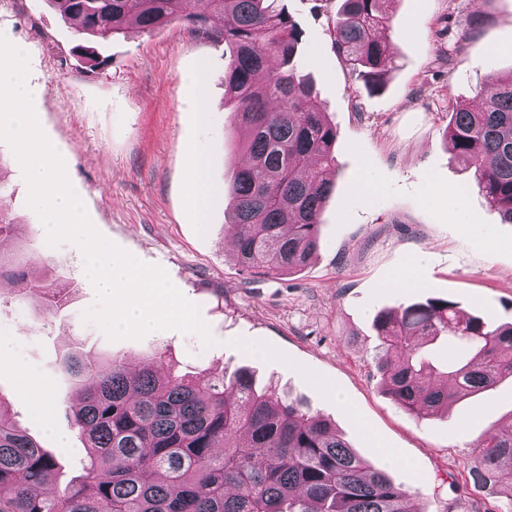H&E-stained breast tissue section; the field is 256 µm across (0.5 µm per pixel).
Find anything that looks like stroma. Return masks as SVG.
<instances>
[{
	"mask_svg": "<svg viewBox=\"0 0 512 512\" xmlns=\"http://www.w3.org/2000/svg\"><path fill=\"white\" fill-rule=\"evenodd\" d=\"M303 32L304 71L335 125L340 175L321 217L314 260L285 276L252 277L233 255L228 185L245 160L232 105L224 99L230 53L223 41L176 21L147 34L131 29L100 46L107 62L89 70L75 33L46 0H0V33L29 55L40 91V125L95 228L137 259L161 266L199 310L211 340L175 330L108 340L84 322L95 289L82 252L46 243L26 205L28 187L0 142L12 187L21 252L32 271L66 277L74 288L62 318L29 302L0 309L9 337L52 402L49 420L32 409L22 380L0 364V406L59 460L61 481L86 452L64 408L74 387L59 361L73 347L90 356L150 358L166 350L184 372L256 371L280 394L328 417L347 442L407 488L414 512H496L467 470L477 443L512 425V379L417 419L379 386L372 366L373 319L429 297L471 314L512 320V224L491 207L473 169L454 160L448 106H478L490 74L512 73V0H396L385 32L394 52L382 92L370 93L332 47L331 23L314 0H283ZM483 23L477 32L473 15ZM206 165L209 194L196 205L194 157ZM368 192H360V185Z\"/></svg>",
	"mask_w": 512,
	"mask_h": 512,
	"instance_id": "35a3bbf8",
	"label": "stroma"
}]
</instances>
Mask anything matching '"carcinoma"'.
Returning a JSON list of instances; mask_svg holds the SVG:
<instances>
[{
  "instance_id": "obj_1",
  "label": "carcinoma",
  "mask_w": 512,
  "mask_h": 512,
  "mask_svg": "<svg viewBox=\"0 0 512 512\" xmlns=\"http://www.w3.org/2000/svg\"><path fill=\"white\" fill-rule=\"evenodd\" d=\"M332 45L367 87L384 81L393 57L383 29L392 0H339ZM75 30V50L94 70L97 46L130 27L153 33L185 20L224 40L231 62L224 95L235 103L247 156L231 176L234 256L250 276L289 274L319 249L323 207L336 179L337 132L302 74V32L279 0H49ZM230 20L219 31L206 13ZM279 64H274V61ZM483 106L455 103L446 129L451 155L473 167L489 204L512 223V75H488ZM0 178V242L21 222ZM0 282L57 317L72 294L0 250ZM372 363L384 393L416 418L512 378V322L491 323L451 299L380 312ZM442 339L440 371L420 353ZM147 360L83 358L60 366L79 404L71 426L89 448L80 475L61 486L58 462L0 413V512H409V492L372 467L308 405L260 387L253 371L191 375ZM468 468L473 488L512 512V429L489 435Z\"/></svg>"
}]
</instances>
